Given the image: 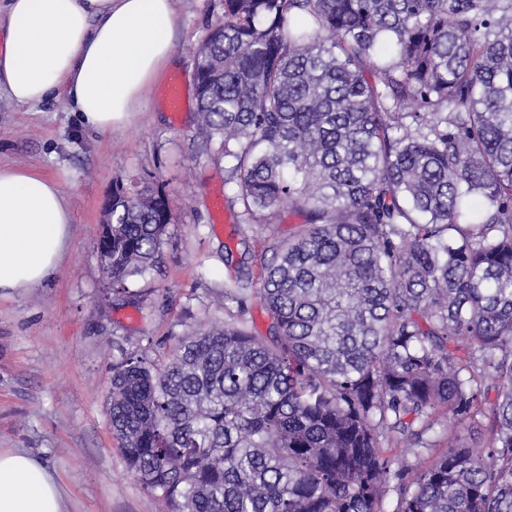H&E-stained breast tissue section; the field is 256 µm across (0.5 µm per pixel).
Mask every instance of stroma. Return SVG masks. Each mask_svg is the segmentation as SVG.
<instances>
[{
  "label": "stroma",
  "instance_id": "1",
  "mask_svg": "<svg viewBox=\"0 0 512 512\" xmlns=\"http://www.w3.org/2000/svg\"><path fill=\"white\" fill-rule=\"evenodd\" d=\"M222 13L223 0H175V61L124 130L82 128L60 95L33 111L0 97V165L56 177L73 218L60 272L0 297V448L22 449L55 474L68 512H165L127 472L112 436V367L122 352L227 320L224 281L238 260L226 258V246L245 238L259 251L303 222L285 206L272 224H240L214 209L224 169L195 154L193 51ZM175 78L184 95L177 114L165 104ZM136 178L167 194L173 222L157 268L132 283L141 294L132 306L114 299L96 238L114 185Z\"/></svg>",
  "mask_w": 512,
  "mask_h": 512
}]
</instances>
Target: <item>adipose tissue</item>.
I'll list each match as a JSON object with an SVG mask.
<instances>
[{"label": "adipose tissue", "instance_id": "ef3b65f1", "mask_svg": "<svg viewBox=\"0 0 512 512\" xmlns=\"http://www.w3.org/2000/svg\"><path fill=\"white\" fill-rule=\"evenodd\" d=\"M0 93L34 108L64 91L82 126L126 128L173 62L174 0H8ZM72 213L62 185L0 165V295L34 288L59 267ZM0 512H66L53 475L0 449Z\"/></svg>", "mask_w": 512, "mask_h": 512}]
</instances>
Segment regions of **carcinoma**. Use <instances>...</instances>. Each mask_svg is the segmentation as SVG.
<instances>
[{"mask_svg":"<svg viewBox=\"0 0 512 512\" xmlns=\"http://www.w3.org/2000/svg\"><path fill=\"white\" fill-rule=\"evenodd\" d=\"M194 81L237 223H305L224 286L234 320L114 365L128 470L167 512H512V0H224ZM169 224L114 186V295Z\"/></svg>","mask_w":512,"mask_h":512,"instance_id":"carcinoma-1","label":"carcinoma"}]
</instances>
